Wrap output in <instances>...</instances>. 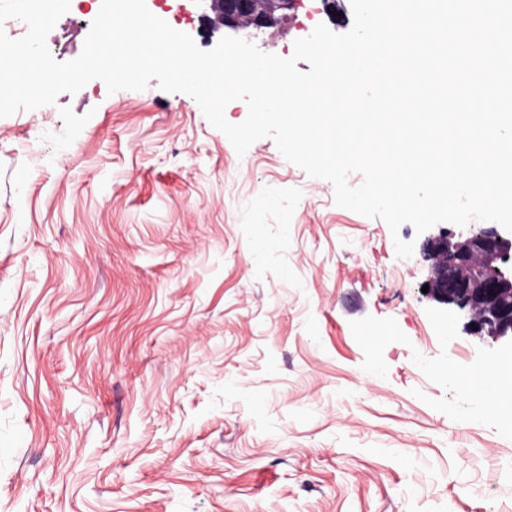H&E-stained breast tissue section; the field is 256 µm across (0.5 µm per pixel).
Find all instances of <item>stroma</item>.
Masks as SVG:
<instances>
[{"instance_id": "stroma-1", "label": "stroma", "mask_w": 512, "mask_h": 512, "mask_svg": "<svg viewBox=\"0 0 512 512\" xmlns=\"http://www.w3.org/2000/svg\"><path fill=\"white\" fill-rule=\"evenodd\" d=\"M149 8L206 48L195 0ZM321 23L350 0L255 44ZM416 237L155 81L0 118V512H512V422L447 378L499 345L422 296Z\"/></svg>"}]
</instances>
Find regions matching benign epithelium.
<instances>
[{
    "instance_id": "7a95c632",
    "label": "benign epithelium",
    "mask_w": 512,
    "mask_h": 512,
    "mask_svg": "<svg viewBox=\"0 0 512 512\" xmlns=\"http://www.w3.org/2000/svg\"><path fill=\"white\" fill-rule=\"evenodd\" d=\"M209 34L250 39L271 32L297 0H198ZM431 275L425 296L448 310H464L472 331L494 342L512 338V236L495 224L470 228L463 240L427 236L421 246Z\"/></svg>"
}]
</instances>
